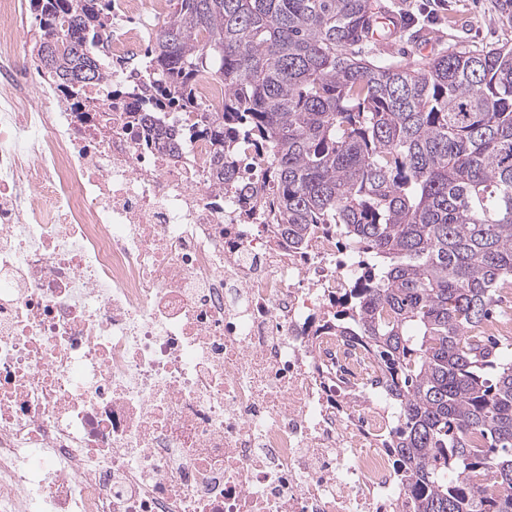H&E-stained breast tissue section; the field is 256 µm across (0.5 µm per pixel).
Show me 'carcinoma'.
Instances as JSON below:
<instances>
[{"label": "carcinoma", "instance_id": "obj_1", "mask_svg": "<svg viewBox=\"0 0 512 512\" xmlns=\"http://www.w3.org/2000/svg\"><path fill=\"white\" fill-rule=\"evenodd\" d=\"M34 51L72 103L112 95V0H30ZM139 67L158 143L206 136L213 185L250 195L288 242L319 224L376 260L339 301L399 410L393 451L415 512H512V337L481 331L512 285V46L374 58L379 0H177ZM224 83V111L192 97ZM161 112H195L170 130ZM265 154V180L247 172Z\"/></svg>", "mask_w": 512, "mask_h": 512}]
</instances>
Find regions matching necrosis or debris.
Masks as SVG:
<instances>
[{"instance_id": "1", "label": "necrosis or debris", "mask_w": 512, "mask_h": 512, "mask_svg": "<svg viewBox=\"0 0 512 512\" xmlns=\"http://www.w3.org/2000/svg\"><path fill=\"white\" fill-rule=\"evenodd\" d=\"M168 13L114 0L126 94L73 109L0 0V512H414L376 360L326 321L336 232L296 249L208 138L144 144L130 64Z\"/></svg>"}]
</instances>
